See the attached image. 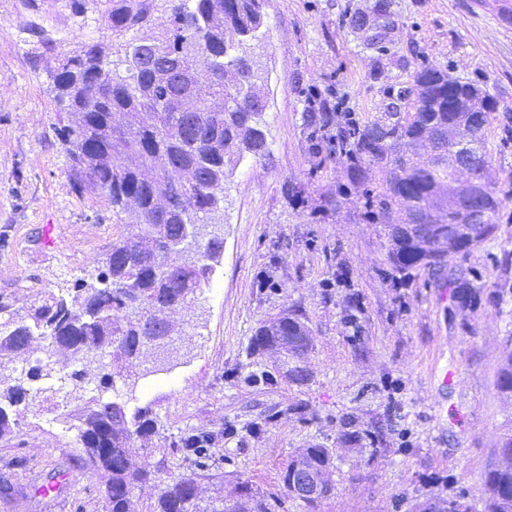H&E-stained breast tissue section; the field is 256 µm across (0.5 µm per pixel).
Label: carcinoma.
<instances>
[{
	"mask_svg": "<svg viewBox=\"0 0 512 512\" xmlns=\"http://www.w3.org/2000/svg\"><path fill=\"white\" fill-rule=\"evenodd\" d=\"M73 15L93 3L112 30V47L124 54L125 74L113 69L98 42H81L65 49L42 24L28 22L38 44L56 53L53 78L58 101L70 118L65 141L71 145L75 178L109 197L117 214L126 216L123 230L112 240L104 269L92 282L81 281L66 300L52 292L24 319L0 302V359L28 352L37 339L51 340V352L64 359L91 351L112 354V361L139 359L143 349L172 335L170 315L202 288L218 264L224 240L212 236L199 245L193 238L198 215L212 214L224 199V182L244 154L260 158L266 151L259 128L264 109L247 41L261 28L265 0H165L164 22H158L157 0H68ZM130 30L142 32L135 51L126 53ZM409 101L400 117L362 122L351 113L325 132L323 119L312 136L329 146V155L343 160L350 185L363 199L360 219L388 227V260L406 277L416 269L439 276L450 271L459 307L480 299L484 284L469 279L470 270L453 260L466 257L496 229L504 205L512 200V176L498 185L488 175L486 126L499 108L479 86L451 77L438 65L425 63L407 85ZM481 130L474 147V172L486 181L482 227L457 236L458 252L447 255L445 267H434L413 235L402 227L425 216L436 238L455 229L459 220L461 182L450 171L454 144L443 141L444 155L433 167L422 164L420 148L448 129V121ZM378 186L370 187L371 177ZM188 246L187 266L176 274L159 272L172 242ZM314 349L312 330L288 311L263 325L252 350L278 354L295 384H309L312 374L304 360ZM497 388L512 397V353L499 368ZM19 386L0 389V437L11 433L9 408L26 400ZM80 438L86 462L102 472L101 497L107 512H136L134 490L156 479L146 464L132 461L135 441L148 442L153 420L143 412L128 420L119 404L94 400L79 414ZM342 440L356 444L374 440L357 421L342 423ZM217 439L214 434H190L181 447L195 451ZM306 466L318 486L314 499L301 494L299 469ZM334 449L320 444L300 448L281 475L283 493L260 495L247 484L235 495L202 504L194 475L160 489L149 512H279L286 502L304 512H319L336 489ZM484 512H512V433L495 449L482 477ZM472 495L460 488L432 496L411 512H475Z\"/></svg>",
	"mask_w": 512,
	"mask_h": 512,
	"instance_id": "cac0c4a2",
	"label": "carcinoma"
}]
</instances>
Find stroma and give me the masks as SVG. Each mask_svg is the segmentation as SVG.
Segmentation results:
<instances>
[{
	"instance_id": "stroma-1",
	"label": "stroma",
	"mask_w": 512,
	"mask_h": 512,
	"mask_svg": "<svg viewBox=\"0 0 512 512\" xmlns=\"http://www.w3.org/2000/svg\"><path fill=\"white\" fill-rule=\"evenodd\" d=\"M379 8L380 25L359 26ZM264 12L250 52L266 153L244 156L225 180L214 218L224 254L212 279L176 312L165 359L136 362L112 386L82 357L31 377L48 350L40 339L25 356L0 361V386L28 392L0 439V512H106L79 440L77 413L95 399L155 421L147 448L133 455L157 472L156 484L135 491L140 512L189 473L206 497L243 482L279 491L289 457L312 443L336 451V489L321 512H406L399 494L413 504L452 482L479 495L494 449L512 431V399L496 387L512 351V205L464 262L490 291L505 289L503 299L489 292L459 310L452 289L426 271L397 279L387 230L359 220L356 195L311 213L346 172L314 153L308 97L374 121L385 87L433 62L498 100L486 149L491 178L504 179L512 174V0H267ZM27 19L21 0H0V301L20 317L44 292L71 296L97 274L121 229L106 194L74 180L57 61L37 54ZM44 25L70 47L112 41L95 7L75 17L67 0H56ZM289 310L312 329L306 386L249 353L256 330ZM348 416L375 432L380 454L342 443ZM201 432L220 437L204 456L180 448L182 436ZM59 474L67 477L60 495H40Z\"/></svg>"
}]
</instances>
